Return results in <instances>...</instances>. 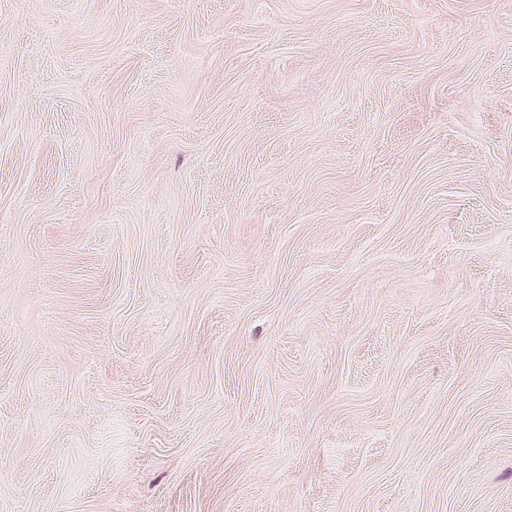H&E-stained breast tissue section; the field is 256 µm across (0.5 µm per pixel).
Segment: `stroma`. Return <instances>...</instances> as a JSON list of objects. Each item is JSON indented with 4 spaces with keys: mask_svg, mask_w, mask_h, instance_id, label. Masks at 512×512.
Returning a JSON list of instances; mask_svg holds the SVG:
<instances>
[{
    "mask_svg": "<svg viewBox=\"0 0 512 512\" xmlns=\"http://www.w3.org/2000/svg\"><path fill=\"white\" fill-rule=\"evenodd\" d=\"M0 512H512V0H0Z\"/></svg>",
    "mask_w": 512,
    "mask_h": 512,
    "instance_id": "35a3bbf8",
    "label": "stroma"
}]
</instances>
